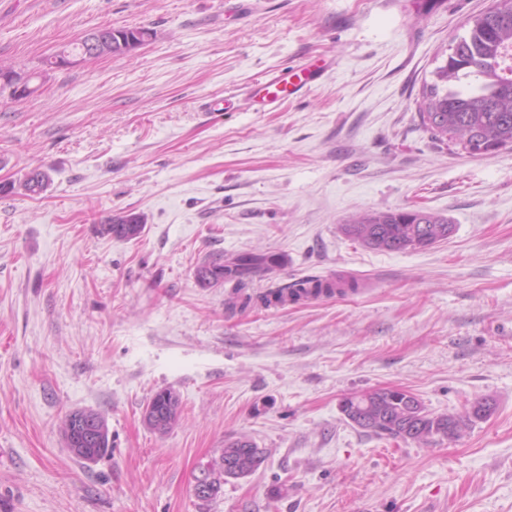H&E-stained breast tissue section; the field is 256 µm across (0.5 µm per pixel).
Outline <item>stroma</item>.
<instances>
[{"instance_id":"stroma-1","label":"stroma","mask_w":512,"mask_h":512,"mask_svg":"<svg viewBox=\"0 0 512 512\" xmlns=\"http://www.w3.org/2000/svg\"><path fill=\"white\" fill-rule=\"evenodd\" d=\"M492 2L0 0V59L28 72L101 26L154 32L0 99V512H512V150L435 143L418 115ZM309 64L327 71L250 108L258 81ZM412 208L454 233L383 253L340 230ZM131 212L138 239L104 232ZM250 252L284 261L198 286L208 255ZM308 275L359 288L258 303ZM385 387L434 414L496 409L430 445L344 417L345 396ZM162 389L181 402L163 436L143 421ZM80 408L112 435L94 463L63 438ZM243 434L261 468L198 499L200 467Z\"/></svg>"}]
</instances>
